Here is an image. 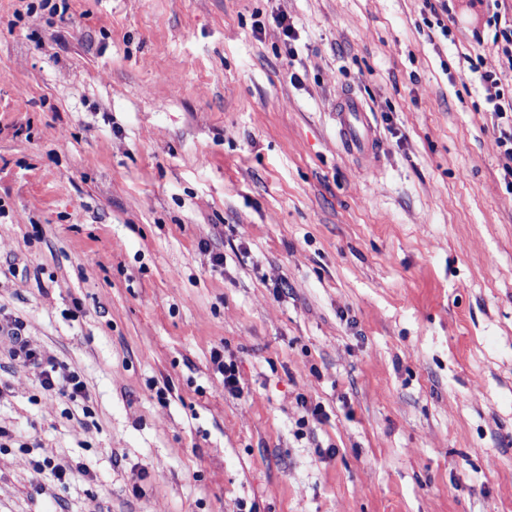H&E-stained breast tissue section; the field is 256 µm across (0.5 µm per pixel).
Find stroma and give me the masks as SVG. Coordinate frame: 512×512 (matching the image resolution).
Masks as SVG:
<instances>
[{
    "mask_svg": "<svg viewBox=\"0 0 512 512\" xmlns=\"http://www.w3.org/2000/svg\"><path fill=\"white\" fill-rule=\"evenodd\" d=\"M465 3L0 0V313L86 388L0 341V512H512V61ZM481 77L487 84L488 91L495 89L494 93H489L486 97L487 110L498 121L496 127L499 129L498 145L503 160L502 167L505 179L507 176L512 179V88L510 94L504 88L500 89L501 79L494 72H485ZM336 125L346 153L364 159L374 157L379 145L378 136L364 105L352 92L336 101ZM24 324L18 318L0 320V334L8 336L13 342L10 356L29 365L36 372L43 389L57 390L72 400L84 396V385L76 371L66 370L51 359H44L35 350L29 348L23 337ZM212 362L216 366L217 371L224 376V388L232 393H241L242 388L240 387L238 371L235 364L232 362L226 363L224 356H222L218 350L212 353ZM33 468L38 477L48 478L57 483H64L71 472L67 463L47 456L34 459Z\"/></svg>",
    "mask_w": 512,
    "mask_h": 512,
    "instance_id": "1",
    "label": "stroma"
}]
</instances>
